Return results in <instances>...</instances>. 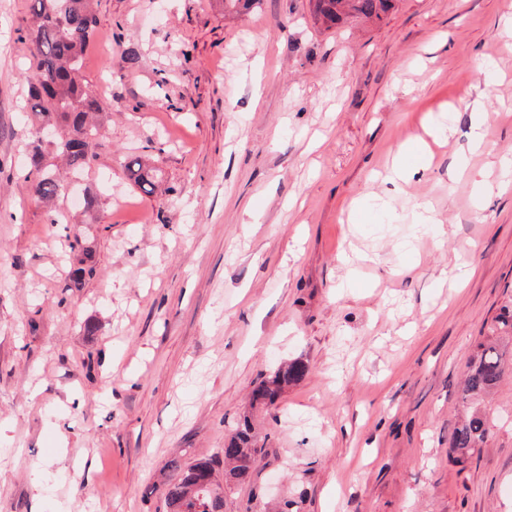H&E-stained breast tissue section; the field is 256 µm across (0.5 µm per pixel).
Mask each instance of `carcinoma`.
Instances as JSON below:
<instances>
[{"mask_svg":"<svg viewBox=\"0 0 512 512\" xmlns=\"http://www.w3.org/2000/svg\"><path fill=\"white\" fill-rule=\"evenodd\" d=\"M315 21L327 29L338 28L350 18L381 19L395 0H309ZM35 27L28 33L35 72L29 83L28 106L55 126L60 137L57 149L72 171H80L96 156L99 127L94 116L104 104L82 83V56L97 26L92 0H34ZM129 178L144 192L155 188L156 171L139 159L127 165ZM35 194L45 202L69 190L67 179L33 158L28 173ZM512 358V311L495 319L489 334L478 338L460 383L464 415L454 426L449 453L465 466L487 442L494 427V411L488 405L509 370ZM305 367L296 361L260 382L253 400L261 405L276 403L285 386L303 376ZM262 449L243 417L224 441L218 455L194 462L173 459L165 482L167 512H224V485L241 484L251 477Z\"/></svg>","mask_w":512,"mask_h":512,"instance_id":"obj_1","label":"carcinoma"}]
</instances>
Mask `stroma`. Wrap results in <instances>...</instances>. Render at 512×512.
I'll list each match as a JSON object with an SVG mask.
<instances>
[{
	"mask_svg": "<svg viewBox=\"0 0 512 512\" xmlns=\"http://www.w3.org/2000/svg\"><path fill=\"white\" fill-rule=\"evenodd\" d=\"M32 5L0 0V512H163L168 461L246 413L264 453L224 512H512V379L479 456H448L471 347L512 298V0H397L331 30L308 0H96L91 212L27 178L33 152L60 162L26 104ZM129 178L138 185L144 192L152 193L157 178L156 171L141 160L134 159L127 165ZM305 367L296 361L280 369L269 380L261 381L253 389V400L261 405H274L285 386L297 381L303 376Z\"/></svg>",
	"mask_w": 512,
	"mask_h": 512,
	"instance_id": "1",
	"label": "stroma"
}]
</instances>
